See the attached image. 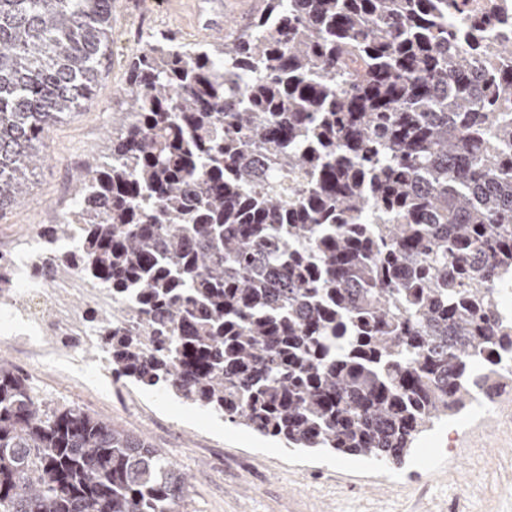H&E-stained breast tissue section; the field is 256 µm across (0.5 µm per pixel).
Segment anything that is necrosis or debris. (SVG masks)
<instances>
[{
	"label": "necrosis or debris",
	"mask_w": 512,
	"mask_h": 512,
	"mask_svg": "<svg viewBox=\"0 0 512 512\" xmlns=\"http://www.w3.org/2000/svg\"><path fill=\"white\" fill-rule=\"evenodd\" d=\"M457 13L487 20L490 35H498L503 24L512 25V0H455ZM16 257L0 265L14 287L8 293L10 310L0 313V335L19 349L29 366L44 364L66 367L77 376L108 377L112 374L107 338L97 324V315L119 309L111 293L88 284L79 273L58 280L50 254L29 245L14 249ZM82 303H73V295ZM49 307L51 318L39 310ZM96 350L94 369H87L84 354Z\"/></svg>",
	"instance_id": "1"
}]
</instances>
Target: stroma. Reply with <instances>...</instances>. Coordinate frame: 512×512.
I'll return each instance as SVG.
<instances>
[{"label": "stroma", "mask_w": 512, "mask_h": 512, "mask_svg": "<svg viewBox=\"0 0 512 512\" xmlns=\"http://www.w3.org/2000/svg\"><path fill=\"white\" fill-rule=\"evenodd\" d=\"M259 7L258 0H149L143 18L131 0H113L110 51L94 96L51 129L28 194L0 210V248L74 208L76 185L123 119L127 68L150 35L203 44ZM35 389L50 404H79L142 435L188 475L185 512H512V400L504 396L479 420L463 414L435 425L401 468L389 469L354 456L288 450L129 380L81 383L46 366Z\"/></svg>", "instance_id": "1"}]
</instances>
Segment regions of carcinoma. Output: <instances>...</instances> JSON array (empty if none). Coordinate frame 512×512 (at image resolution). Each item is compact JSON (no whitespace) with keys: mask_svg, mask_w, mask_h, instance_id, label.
<instances>
[{"mask_svg":"<svg viewBox=\"0 0 512 512\" xmlns=\"http://www.w3.org/2000/svg\"><path fill=\"white\" fill-rule=\"evenodd\" d=\"M450 0H263L146 40L128 109L44 228L125 303L112 374L284 447L399 469L512 377V39ZM112 0H0V209L95 89ZM467 40L469 47L459 46ZM154 344L153 349L146 345ZM185 472L0 364V512H181Z\"/></svg>","mask_w":512,"mask_h":512,"instance_id":"cac0c4a2","label":"carcinoma"}]
</instances>
